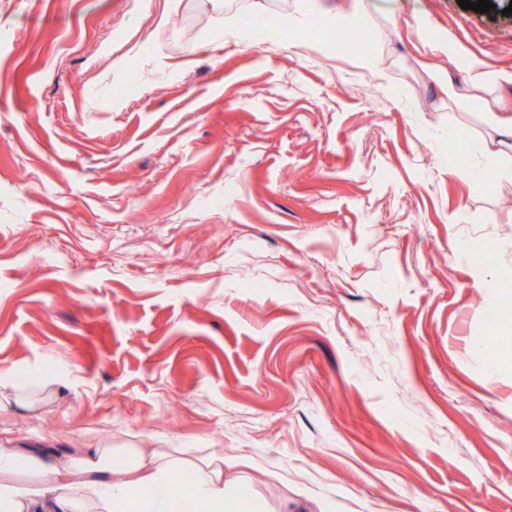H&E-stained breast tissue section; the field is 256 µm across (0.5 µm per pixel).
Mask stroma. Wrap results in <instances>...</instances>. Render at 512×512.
Returning a JSON list of instances; mask_svg holds the SVG:
<instances>
[{
	"label": "stroma",
	"mask_w": 512,
	"mask_h": 512,
	"mask_svg": "<svg viewBox=\"0 0 512 512\" xmlns=\"http://www.w3.org/2000/svg\"><path fill=\"white\" fill-rule=\"evenodd\" d=\"M0 0V448H189L330 512H512V163L491 180L457 0ZM462 46L461 56L444 46ZM476 247L483 265L459 257Z\"/></svg>",
	"instance_id": "1"
}]
</instances>
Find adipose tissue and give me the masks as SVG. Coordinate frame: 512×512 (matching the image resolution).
I'll list each match as a JSON object with an SVG mask.
<instances>
[{"instance_id":"1","label":"adipose tissue","mask_w":512,"mask_h":512,"mask_svg":"<svg viewBox=\"0 0 512 512\" xmlns=\"http://www.w3.org/2000/svg\"><path fill=\"white\" fill-rule=\"evenodd\" d=\"M471 88L461 91L446 82L448 102L462 105L472 91L484 92V107L500 139L484 144L485 165L477 177L496 169L502 157L512 156V113L502 110L494 92L512 85V70L487 69L484 62L472 68ZM26 470L28 482L15 481ZM190 470L192 488L181 496L156 498L158 488L174 474ZM0 512H307L302 503L281 502L270 507L244 478L225 480L223 458L198 461L180 449L145 451L141 448H86L75 464L45 460L27 448H0Z\"/></svg>"}]
</instances>
